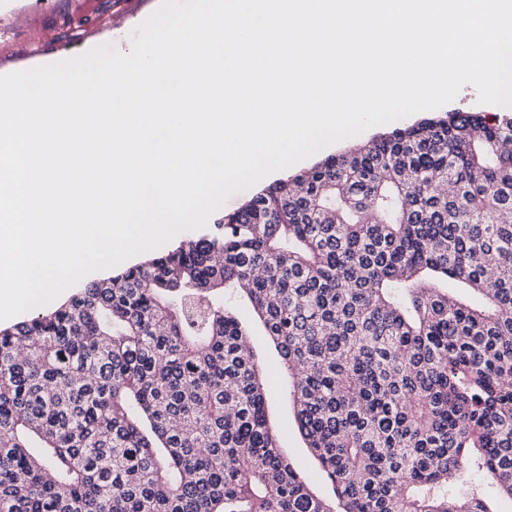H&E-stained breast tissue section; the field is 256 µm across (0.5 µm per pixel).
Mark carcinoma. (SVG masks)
<instances>
[{
    "mask_svg": "<svg viewBox=\"0 0 512 512\" xmlns=\"http://www.w3.org/2000/svg\"><path fill=\"white\" fill-rule=\"evenodd\" d=\"M509 142L511 116L396 127L0 329V512H490L487 488L512 498ZM226 292L278 348L334 500L281 454Z\"/></svg>",
    "mask_w": 512,
    "mask_h": 512,
    "instance_id": "cac0c4a2",
    "label": "carcinoma"
}]
</instances>
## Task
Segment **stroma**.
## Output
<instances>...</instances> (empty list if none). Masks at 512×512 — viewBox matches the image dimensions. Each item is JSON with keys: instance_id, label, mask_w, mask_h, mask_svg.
Returning a JSON list of instances; mask_svg holds the SVG:
<instances>
[{"instance_id": "obj_1", "label": "stroma", "mask_w": 512, "mask_h": 512, "mask_svg": "<svg viewBox=\"0 0 512 512\" xmlns=\"http://www.w3.org/2000/svg\"><path fill=\"white\" fill-rule=\"evenodd\" d=\"M161 0H12L0 10V27L12 34L0 42V74L33 68L37 60L59 61L75 57L85 46L131 42L133 31L159 7ZM54 29L57 42L38 45L42 29ZM249 342L266 371L268 415L275 428L281 453L320 497L332 498L311 452L305 447L293 421L292 408L278 373L279 357L260 325L250 327Z\"/></svg>"}]
</instances>
